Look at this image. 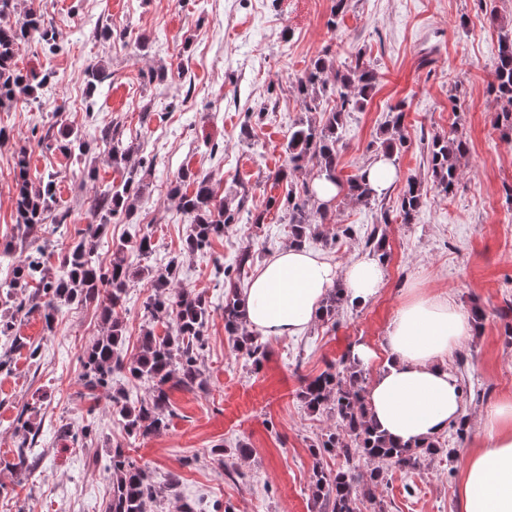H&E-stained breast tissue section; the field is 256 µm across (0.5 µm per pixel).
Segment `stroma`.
I'll list each match as a JSON object with an SVG mask.
<instances>
[{
  "label": "stroma",
  "instance_id": "35a3bbf8",
  "mask_svg": "<svg viewBox=\"0 0 512 512\" xmlns=\"http://www.w3.org/2000/svg\"><path fill=\"white\" fill-rule=\"evenodd\" d=\"M333 0H20L8 23L25 10L41 13L60 47L49 54L38 38L17 52L20 68L54 73L40 103L0 108V246L16 241L12 185L19 154L31 174L58 176L57 204L69 213L64 232L40 234L37 243L59 250L94 216V187L115 176L100 149V130L119 123L134 135L133 162L150 164L146 188L132 220L113 219L95 241L103 266L116 245L126 244L133 265L177 261L183 287L210 301L205 388L170 390L173 415L162 434L127 438L104 393L82 380L81 350L101 334L93 305L62 308L53 332L39 315L17 317L15 332L39 345V365L25 351L0 370V512H103L112 492L108 452L122 445L143 467L159 494L149 512H321L312 500L315 468L336 471L341 452H311L336 420L314 412L299 397L304 379L324 370L359 343L375 359L366 379L384 369L387 327L415 288L448 297L463 309L481 306L486 317L473 336L448 356L449 371L464 391L471 420L465 440L455 430L439 439L452 459L380 468L385 479L374 497L358 495L357 512H460L457 487L463 463L480 438L476 422L486 406L512 394V132L495 125L489 93L491 68L504 33L512 31V0H348L333 17ZM499 23H491L490 13ZM111 38H104V30ZM363 54L375 68L376 89L363 111L351 113L339 144L342 177L357 174L376 156L373 147L394 107H403L407 143L396 154L401 181L421 183L424 204L412 223H402L399 186L376 203L337 197L333 223L321 225L314 243L333 263L364 253L372 230L385 234L389 259L384 284L368 303L345 305L334 321L314 324L299 336L266 339L267 356L252 366L224 330V280L217 266L249 252L242 284L290 243L286 193L274 173L284 160L289 128L307 119L294 88L312 59L350 61ZM103 66L112 81L88 91L85 71ZM57 99L61 110L45 107ZM78 128L89 146L82 161L38 146L33 129L53 122ZM464 136L469 152L451 194L434 186L427 146L433 137ZM96 179H89L88 171ZM210 176L218 198L229 187L248 192L262 224L239 220L203 253L185 250L190 221L169 194L183 171ZM350 226V236H338ZM150 235L151 254L136 245ZM336 242L325 245L324 240ZM152 293L146 279L130 283L116 315L125 327L124 351L134 356ZM37 411L42 458L32 471H16L13 420L21 406ZM92 425L83 445L61 439V424ZM223 454L212 455L214 446ZM247 446L240 455L239 446Z\"/></svg>",
  "mask_w": 512,
  "mask_h": 512
}]
</instances>
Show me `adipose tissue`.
<instances>
[{
    "instance_id": "1",
    "label": "adipose tissue",
    "mask_w": 512,
    "mask_h": 512,
    "mask_svg": "<svg viewBox=\"0 0 512 512\" xmlns=\"http://www.w3.org/2000/svg\"><path fill=\"white\" fill-rule=\"evenodd\" d=\"M383 279L384 267L371 254L339 267L315 250L288 246L244 291L246 322L264 336H298L318 318L335 282L344 283L351 302L363 304ZM472 334L468 312L441 296L410 292L388 326L386 367L367 390L373 419L394 440H433L463 415L462 390L445 359ZM480 430L458 484L462 512H512V396L484 411Z\"/></svg>"
}]
</instances>
